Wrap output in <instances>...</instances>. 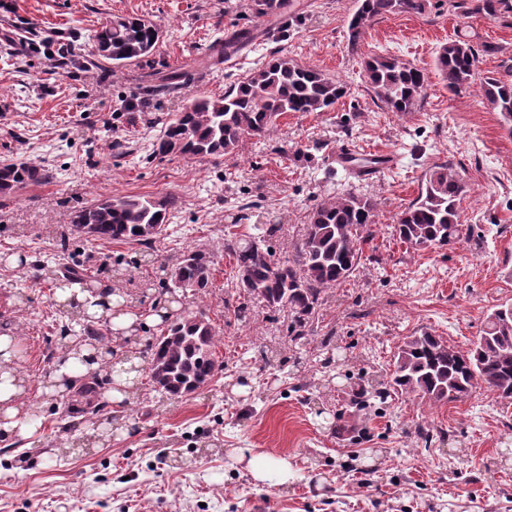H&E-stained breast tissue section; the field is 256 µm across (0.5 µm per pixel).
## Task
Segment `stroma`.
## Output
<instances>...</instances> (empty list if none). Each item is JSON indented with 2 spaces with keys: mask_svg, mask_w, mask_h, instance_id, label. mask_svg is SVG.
Returning <instances> with one entry per match:
<instances>
[{
  "mask_svg": "<svg viewBox=\"0 0 512 512\" xmlns=\"http://www.w3.org/2000/svg\"><path fill=\"white\" fill-rule=\"evenodd\" d=\"M249 0H0V31L49 32L70 47L66 63L0 46V161L48 169V179L0 196V334L15 340L23 397L41 424L29 438L0 439V512H512V399L479 389L428 405L395 394L365 405L363 379L393 372L401 339L419 329L458 351L481 336L488 313L512 305V136L478 86L450 94L434 59L466 31L484 45L480 76L512 59V17L463 14L449 0L423 15L377 19L358 48L347 40L355 0H293L286 16L254 17ZM161 24L155 51L121 68L95 55L92 35L114 17ZM252 46L222 56L235 26ZM279 52L348 87L328 112L288 113L265 139L219 159L155 157L162 117L190 99L222 96ZM373 55L424 67L415 111L384 107L364 79ZM138 98L139 110L126 103ZM352 145L390 151L396 168L360 182L334 162ZM450 163L467 186L462 239L450 250L400 242L393 220L416 198L426 170ZM354 190L377 204L373 240L349 280L327 290L302 344L290 314L250 303L238 320L224 228L276 224V258L296 252L312 208ZM174 194L182 201L152 247L69 234L76 211L105 197ZM215 259L213 285L193 297L164 290L188 249ZM85 284L131 297L151 315L205 314L223 367L201 389L170 400L153 386L138 335L100 343L112 363L139 367L116 419L80 410L85 440L61 429L46 371L72 345L74 321L53 280L67 268ZM334 336L332 348L322 340ZM274 348L265 363L261 347ZM287 457L294 477L255 483L245 462Z\"/></svg>",
  "mask_w": 512,
  "mask_h": 512,
  "instance_id": "obj_1",
  "label": "stroma"
}]
</instances>
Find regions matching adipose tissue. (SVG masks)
<instances>
[{
	"mask_svg": "<svg viewBox=\"0 0 512 512\" xmlns=\"http://www.w3.org/2000/svg\"><path fill=\"white\" fill-rule=\"evenodd\" d=\"M8 342V336H0V436L27 438L34 433L37 419L22 401L27 380L10 368L11 357L5 352Z\"/></svg>",
	"mask_w": 512,
	"mask_h": 512,
	"instance_id": "obj_1",
	"label": "adipose tissue"
}]
</instances>
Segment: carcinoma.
<instances>
[{"instance_id": "1", "label": "carcinoma", "mask_w": 512, "mask_h": 512, "mask_svg": "<svg viewBox=\"0 0 512 512\" xmlns=\"http://www.w3.org/2000/svg\"><path fill=\"white\" fill-rule=\"evenodd\" d=\"M257 17L278 13L286 0H252ZM453 7L465 13L491 18L512 15V0H456ZM431 0H356V10L347 28L351 48L361 42L366 29L378 18L395 13L424 15ZM158 24L134 17H117L102 24L94 34L95 51L114 67H123L149 55L159 39ZM252 41L247 29L234 31L224 40V56L236 54ZM480 51L462 36L448 40L437 51L438 76L455 94L474 83ZM500 76L486 77L482 96L500 113L503 128L512 137V64L503 65ZM366 83L388 110L414 111L426 95L428 75L420 66L395 58L372 56L364 62ZM347 94V86L320 70L274 54L259 70L224 91L221 97L199 96L181 112L163 121L154 154L187 159L221 158L235 154L244 139L267 137L290 112H329ZM47 176L45 170L27 163L0 162V195H8ZM465 185L446 162L434 164L424 175L419 193L394 220L399 240L414 247L451 249L459 241L460 201ZM182 205L180 197H108L79 211L70 234L103 241L150 245L170 213ZM376 204L354 191L326 198L309 214L301 247L292 259L279 261L270 252L274 224H256L257 233L243 237L231 230L224 238V254L233 260L235 287L257 295L266 306L293 314L289 336L297 342L322 294L349 279L358 269L363 246L373 238ZM213 256L203 250H188L172 266L171 289L195 296L212 284ZM486 317L482 335L466 354L452 350L447 341L419 330L402 338L394 354V372L389 388H376L384 399L389 392L414 395L433 404L450 403L483 388L502 399L512 398V305ZM66 332L86 340L105 342L110 327L79 318ZM217 331L204 314L188 316L170 324L146 345L149 375L157 391L169 399L181 398L208 383L221 364L214 356ZM105 382L98 376L79 378L78 396L93 412L107 406L99 402ZM62 428L81 431L72 404L55 407Z\"/></svg>"}]
</instances>
